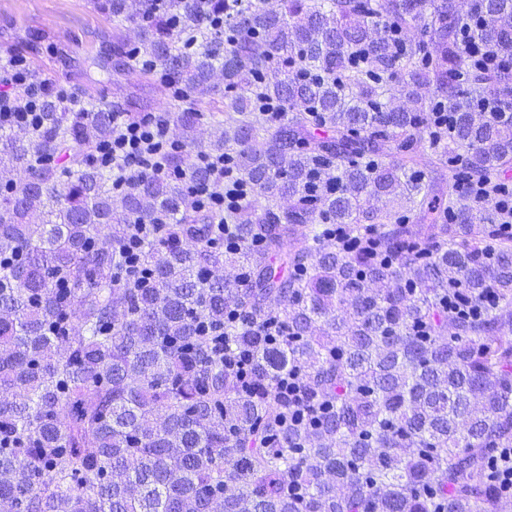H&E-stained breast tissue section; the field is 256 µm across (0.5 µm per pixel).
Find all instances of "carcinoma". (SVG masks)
<instances>
[{
	"label": "carcinoma",
	"instance_id": "obj_1",
	"mask_svg": "<svg viewBox=\"0 0 512 512\" xmlns=\"http://www.w3.org/2000/svg\"><path fill=\"white\" fill-rule=\"evenodd\" d=\"M99 7L140 28L120 70L185 90L161 107L184 145L206 119L204 152L232 155L250 195L229 221L260 249H224L180 147L113 193L94 102L0 130V170L28 172L0 192V512H509L512 122L474 103L512 110V72L487 63L512 58V0ZM240 352L244 380L224 367ZM135 229L131 231L130 238L127 243V249H126V265H127V271H131L132 275L139 276L144 275L143 269L140 268L139 265V244L142 240V235L146 231V227H141V230L137 229V226L134 227Z\"/></svg>",
	"mask_w": 512,
	"mask_h": 512
}]
</instances>
